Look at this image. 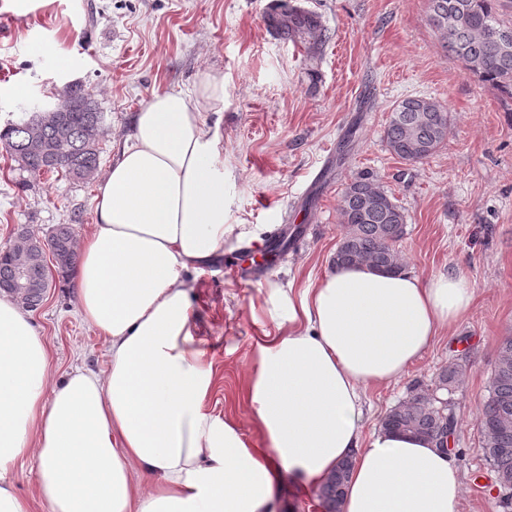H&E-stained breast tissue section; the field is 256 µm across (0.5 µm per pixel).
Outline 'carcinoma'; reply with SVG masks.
I'll return each instance as SVG.
<instances>
[{"label": "carcinoma", "instance_id": "obj_1", "mask_svg": "<svg viewBox=\"0 0 512 512\" xmlns=\"http://www.w3.org/2000/svg\"><path fill=\"white\" fill-rule=\"evenodd\" d=\"M497 0H428L429 20L444 48L462 67L481 81L498 87L512 97V53L497 49L495 32L511 29L499 18ZM265 21L277 36L294 43L315 45L330 38L321 17L293 5L289 0H275ZM42 125L49 138L57 137V127L50 117L34 114L29 120L11 124L0 132V142L10 153L24 149L30 125ZM102 129L99 112H71L61 141L60 156L50 173H63L77 179L86 172L97 173L99 155L96 141L83 146L90 125ZM450 113L437 101L426 97H407L397 104L384 129L388 149L406 162H421L431 157L446 141ZM339 210L342 227L339 243L331 258L334 268L366 263L378 271L395 273L404 267L395 243L405 233L406 215L396 200L376 180L363 175L346 187ZM41 254L49 253L57 268L67 271L78 261L74 248V228L57 224L45 240L29 234L19 236ZM18 248L0 253V291L11 286ZM483 435L487 460L496 472L512 476V336H504L498 345V361L492 373L488 394L477 416ZM381 425L394 431L413 433L442 442L444 434H453L456 421L436 399L415 387L412 395L398 403L382 419ZM351 463H341L330 481L319 489L325 512H341L344 486Z\"/></svg>", "mask_w": 512, "mask_h": 512}]
</instances>
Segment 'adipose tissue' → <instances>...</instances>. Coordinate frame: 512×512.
<instances>
[{"label":"adipose tissue","instance_id":"obj_1","mask_svg":"<svg viewBox=\"0 0 512 512\" xmlns=\"http://www.w3.org/2000/svg\"><path fill=\"white\" fill-rule=\"evenodd\" d=\"M224 79L152 95L97 187L73 275L108 344L105 375L50 383L29 315L0 298V512H30L5 476L27 455L49 512H274L285 475L322 487L352 469L341 512H460L455 457L428 439L366 431L363 399L397 382L470 308L457 274L345 266L277 289L288 314L255 343L239 399L266 447L207 407L215 379L195 344L194 271L236 232L224 221V150L206 115Z\"/></svg>","mask_w":512,"mask_h":512}]
</instances>
